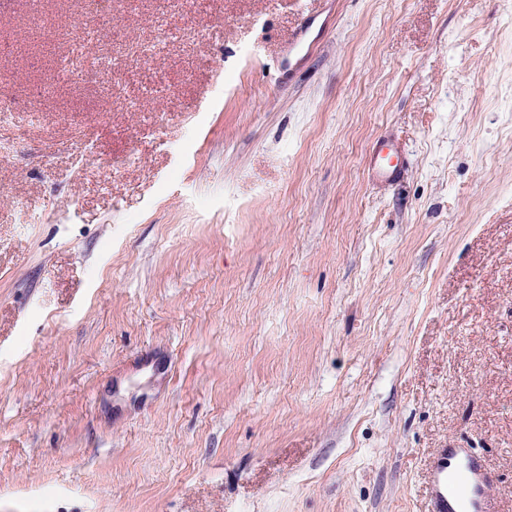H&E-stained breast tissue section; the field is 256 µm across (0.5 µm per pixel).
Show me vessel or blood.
<instances>
[{
    "mask_svg": "<svg viewBox=\"0 0 512 512\" xmlns=\"http://www.w3.org/2000/svg\"><path fill=\"white\" fill-rule=\"evenodd\" d=\"M407 162L403 146L392 135L379 137L369 148L367 177L374 185L399 180ZM492 478L479 457L460 448H444L432 465L436 512H490Z\"/></svg>",
    "mask_w": 512,
    "mask_h": 512,
    "instance_id": "1",
    "label": "vessel or blood"
}]
</instances>
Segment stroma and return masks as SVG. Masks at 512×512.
I'll return each instance as SVG.
<instances>
[{
	"label": "stroma",
	"instance_id": "obj_1",
	"mask_svg": "<svg viewBox=\"0 0 512 512\" xmlns=\"http://www.w3.org/2000/svg\"><path fill=\"white\" fill-rule=\"evenodd\" d=\"M202 11L168 90L43 96L35 15L94 8L0 0V512H431L439 448L512 512V0ZM114 14L126 61L158 12ZM406 162L404 147L398 139L394 135L381 136L368 151V180L377 186L391 185L401 177Z\"/></svg>",
	"mask_w": 512,
	"mask_h": 512
}]
</instances>
